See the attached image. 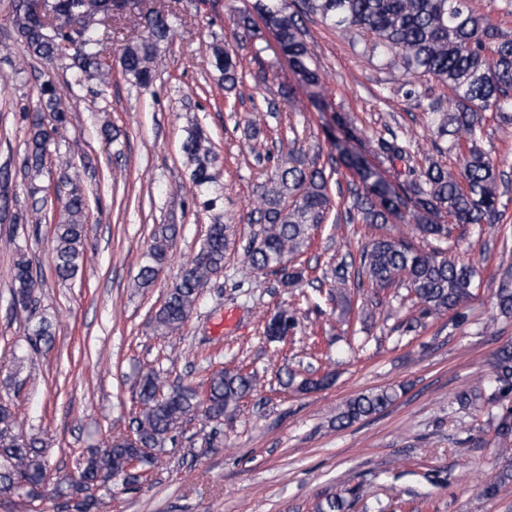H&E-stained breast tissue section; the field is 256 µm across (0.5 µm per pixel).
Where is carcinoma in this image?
<instances>
[{"label": "carcinoma", "instance_id": "cac0c4a2", "mask_svg": "<svg viewBox=\"0 0 512 512\" xmlns=\"http://www.w3.org/2000/svg\"><path fill=\"white\" fill-rule=\"evenodd\" d=\"M114 0H18L13 11L17 36L30 56L54 67L63 49L69 68L81 78L108 82L109 67L101 59L103 20L112 16ZM240 29L238 42L256 44L260 28L269 30L280 52L288 58L298 80L313 90V98L323 100L321 74L305 40L303 22L318 19L346 35L356 33L373 48L400 67L407 78V93L419 101L423 122L438 136L451 137L448 152L459 158V167L450 169L435 160L417 162L419 147L393 129L369 141L368 154L353 152L336 140L332 148L350 172L349 206L363 224H387L407 211L422 237L436 241L427 248H415L390 237L373 240L360 258L357 278H366L379 289L403 286L415 297L426 315L458 311L472 296L475 266L459 261L452 243L457 224H502L506 216L500 208L501 173L490 153L479 145L488 117L504 125L512 124V35L504 32L489 15L480 12L473 0H252L241 8L230 6ZM140 20L149 30L145 39L131 38L121 49L119 65L124 74L142 86L153 80V63L162 46L174 36L168 14L151 7ZM215 68L224 80V97L229 99L242 83L237 50L212 46ZM448 88V98H435L432 88H414L413 77ZM40 110L30 117L29 137L22 158L28 176L39 174L60 130L69 122L68 111L51 81L38 87ZM196 130L187 137L184 149L194 165L192 181L202 188L215 183L213 157ZM375 157L389 163L402 178L393 187L370 161ZM325 170L307 163L300 149L278 159L249 218L263 225L257 246L243 249L244 260L257 272L281 275V282L294 286L302 282V270L291 265L311 241V231L323 223L332 207ZM70 186L55 227L51 258L57 276L70 280L86 261V197L77 179L65 175ZM175 233L171 225L160 227L150 247L148 261L139 271L141 285L153 282L158 267L167 259L168 243ZM233 235V225L220 221L209 225L199 251L183 267L164 304L153 317L158 336L181 328L197 307L200 291L211 276L224 266V255ZM13 310L27 311L34 303L36 279L31 260L18 250L14 264ZM336 294L350 282L347 267L340 264L330 275ZM496 304L512 313V270L501 277ZM297 325L295 311L286 306L265 323L264 335L271 340L286 336ZM52 342L50 324L45 321L28 333L29 346L36 349ZM259 385L253 372L216 370L209 381L206 401L190 385L172 387L156 370L142 374L135 417V437L141 447L152 449L143 462L147 471L161 463L169 435L187 417L197 415L206 422L219 423L233 417L239 403ZM486 398L497 408L495 432L501 446V465L495 480L483 488L489 497L501 485L512 481V347L496 354L493 386L481 381L460 396V402ZM396 399L392 388L374 389L349 399L336 414V427L379 413ZM15 417L0 406V495L27 503L29 512H39L40 498L20 483L39 484L47 477L49 464L41 449L42 440L11 432ZM135 449L109 444L79 463L78 473L85 483L112 492V484L123 479L127 458ZM83 484L62 482L53 493L71 503L73 512H95L104 504L100 496L83 494ZM349 503L340 494H330L316 502L314 512H347Z\"/></svg>", "mask_w": 512, "mask_h": 512}]
</instances>
